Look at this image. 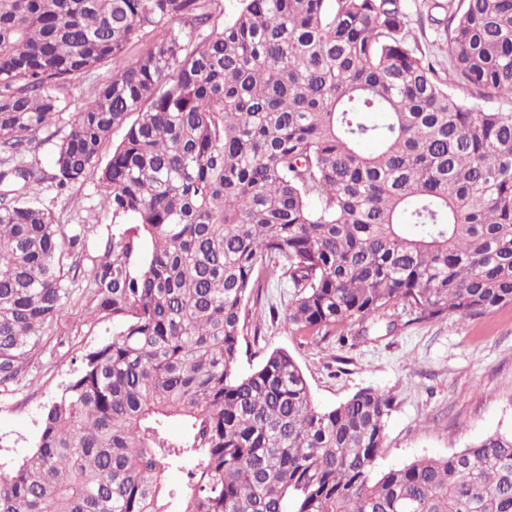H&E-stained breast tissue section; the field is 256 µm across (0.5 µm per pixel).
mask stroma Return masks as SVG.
<instances>
[{"label": "stroma", "instance_id": "stroma-1", "mask_svg": "<svg viewBox=\"0 0 512 512\" xmlns=\"http://www.w3.org/2000/svg\"><path fill=\"white\" fill-rule=\"evenodd\" d=\"M408 41L448 72L444 26L448 0H404ZM117 68L108 62L75 77L64 90L68 109L39 133L31 151L50 167L55 145L68 132L74 112ZM34 201L62 224L82 225L87 262L95 264L108 239L124 233L100 206L96 175L58 194L43 184ZM84 281L34 352L22 378L0 387V470H11L32 448L44 405L74 376L82 355L112 337V318L89 312ZM294 290L287 278L272 282L248 308L252 335L241 345L239 367L249 371L276 349L287 350L301 367L317 406L338 404L372 387L388 392L393 407L379 468H398L421 457H440L496 430H512V305L471 318L455 315L422 321L395 305L363 324L312 333L286 320Z\"/></svg>", "mask_w": 512, "mask_h": 512}]
</instances>
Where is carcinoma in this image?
Listing matches in <instances>:
<instances>
[{"label": "carcinoma", "mask_w": 512, "mask_h": 512, "mask_svg": "<svg viewBox=\"0 0 512 512\" xmlns=\"http://www.w3.org/2000/svg\"><path fill=\"white\" fill-rule=\"evenodd\" d=\"M215 2L0 0V385L78 276L113 321L0 471V512H512V432L378 470L387 393L319 408L284 349L239 368L263 268L298 331L512 305V107L455 92L512 104V0H458L446 79L402 0H239L197 42ZM108 60L52 168L25 161L67 81ZM92 170L135 227L87 270L83 229L30 199Z\"/></svg>", "instance_id": "cac0c4a2"}]
</instances>
